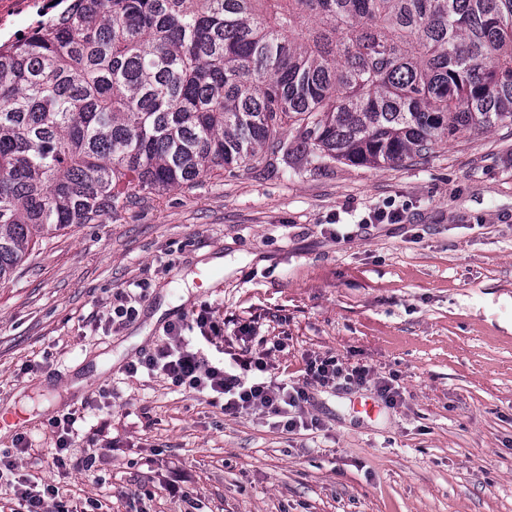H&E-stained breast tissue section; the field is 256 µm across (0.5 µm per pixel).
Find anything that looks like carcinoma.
I'll return each mask as SVG.
<instances>
[{"mask_svg": "<svg viewBox=\"0 0 512 512\" xmlns=\"http://www.w3.org/2000/svg\"><path fill=\"white\" fill-rule=\"evenodd\" d=\"M497 126L512 0H77L0 52V285L40 240L266 152L393 166Z\"/></svg>", "mask_w": 512, "mask_h": 512, "instance_id": "cac0c4a2", "label": "carcinoma"}]
</instances>
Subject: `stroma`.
Segmentation results:
<instances>
[{"instance_id": "stroma-1", "label": "stroma", "mask_w": 512, "mask_h": 512, "mask_svg": "<svg viewBox=\"0 0 512 512\" xmlns=\"http://www.w3.org/2000/svg\"><path fill=\"white\" fill-rule=\"evenodd\" d=\"M390 206L401 223L362 224ZM142 278L137 317L93 330ZM206 303L225 322L209 358L256 349L239 338L250 325L285 343L273 363L286 381L330 353L396 377L402 399L315 386L318 427L290 432L126 376ZM9 404L24 419L0 453L20 433L49 448L55 416H85L77 454L96 471L27 456L17 472L102 512H512V126L395 167L267 158L43 241L0 285V414Z\"/></svg>"}]
</instances>
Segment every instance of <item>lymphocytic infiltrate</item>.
Instances as JSON below:
<instances>
[{
	"label": "lymphocytic infiltrate",
	"mask_w": 512,
	"mask_h": 512,
	"mask_svg": "<svg viewBox=\"0 0 512 512\" xmlns=\"http://www.w3.org/2000/svg\"><path fill=\"white\" fill-rule=\"evenodd\" d=\"M147 280L134 282L132 287L117 291L102 313V329L107 333L119 332L138 314L137 306L147 294ZM199 331L203 338L219 334L221 326L211 306H201L190 319L169 324L167 338L162 344L141 353L128 362L125 371L136 375L144 370L170 379L172 384L193 390L210 401H222L225 415L236 417L244 413L259 412L283 418L287 430L308 427L303 405L310 399L311 385L327 387L338 379L363 387L373 386L378 396L388 405H396L401 397L399 386L393 380L374 376L367 366L346 367L333 355H314L306 359L303 381L288 384L272 376V353L283 351L282 343H273L262 351L232 355L222 362H213L203 348L193 344L188 334ZM79 417L69 412L55 418L52 423L53 448L46 463L48 468L63 469L70 465L78 447ZM15 459L0 457V485L9 493L12 512H52L51 501L59 498L58 486L46 483L35 485L18 476Z\"/></svg>",
	"instance_id": "f902f5d3"
}]
</instances>
